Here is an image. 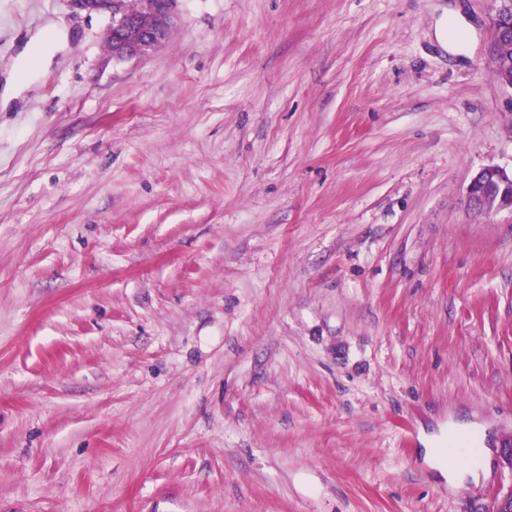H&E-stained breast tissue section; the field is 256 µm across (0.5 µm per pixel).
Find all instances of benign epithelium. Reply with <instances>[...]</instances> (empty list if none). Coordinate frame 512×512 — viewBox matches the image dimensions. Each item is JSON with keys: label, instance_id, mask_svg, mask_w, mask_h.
Segmentation results:
<instances>
[{"label": "benign epithelium", "instance_id": "7a95c632", "mask_svg": "<svg viewBox=\"0 0 512 512\" xmlns=\"http://www.w3.org/2000/svg\"><path fill=\"white\" fill-rule=\"evenodd\" d=\"M504 0H491L489 24L506 32L512 29V11ZM75 9L109 17L111 50L118 57L142 56L164 42L174 24V0H138V12L125 8V0H68ZM512 183V172L498 166L481 168L471 179L467 198L475 206L493 189L500 190L495 207L512 211V194L503 191Z\"/></svg>", "mask_w": 512, "mask_h": 512}]
</instances>
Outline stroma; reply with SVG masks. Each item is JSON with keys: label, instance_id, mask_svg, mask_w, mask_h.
<instances>
[{"label": "stroma", "instance_id": "1", "mask_svg": "<svg viewBox=\"0 0 512 512\" xmlns=\"http://www.w3.org/2000/svg\"><path fill=\"white\" fill-rule=\"evenodd\" d=\"M490 0H0V512H489L512 485ZM445 31L451 46L437 38ZM477 437V478L425 459ZM126 7L138 13L129 12ZM68 0L74 8L108 16L112 36L110 49L117 57L142 56L164 42L174 24V0ZM138 1V4H137ZM130 2H134L130 4ZM150 20L143 27L142 18ZM512 183L510 173L498 166L481 168L471 179L467 188V198L471 204L478 207L480 201L495 188H501L495 203L497 210L512 211V194L505 192V187Z\"/></svg>", "mask_w": 512, "mask_h": 512}]
</instances>
